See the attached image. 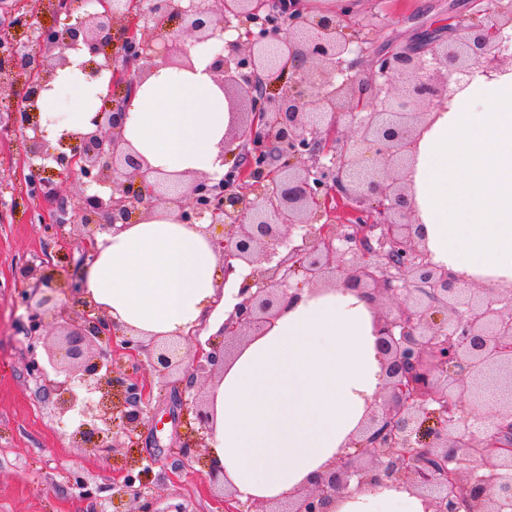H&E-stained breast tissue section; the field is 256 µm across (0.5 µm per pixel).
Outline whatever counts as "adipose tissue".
Returning a JSON list of instances; mask_svg holds the SVG:
<instances>
[{"instance_id":"ef3b65f1","label":"adipose tissue","mask_w":512,"mask_h":512,"mask_svg":"<svg viewBox=\"0 0 512 512\" xmlns=\"http://www.w3.org/2000/svg\"><path fill=\"white\" fill-rule=\"evenodd\" d=\"M187 68L161 67L129 101L124 137L165 173L223 174L232 122L211 71L190 50ZM35 103L50 145L86 130L110 79L92 74L88 48L68 53ZM414 231L429 260L496 290L512 288V67L476 78L429 112L412 146ZM112 321L140 337L186 334L217 300L222 266L210 234L157 208L98 237L81 274ZM371 305L344 288H305L261 335L224 364L210 391V453L244 502L282 498L350 446L381 386ZM403 488L350 489L337 512H425Z\"/></svg>"}]
</instances>
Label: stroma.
Masks as SVG:
<instances>
[{
    "label": "stroma",
    "mask_w": 512,
    "mask_h": 512,
    "mask_svg": "<svg viewBox=\"0 0 512 512\" xmlns=\"http://www.w3.org/2000/svg\"><path fill=\"white\" fill-rule=\"evenodd\" d=\"M474 0H359L361 19L371 20L374 46L411 42L418 22L447 11H467ZM17 91H0V512H132L130 498L112 494L115 469L128 454L153 463L144 489L156 512H224V496L199 470L181 468L179 425L170 416V378L145 369L152 386L146 425L121 437L117 451L88 449L74 431L78 419L58 415L27 370L24 295L33 283L24 266L41 267L54 284L80 277L87 260L78 226L59 220L54 197L25 189L30 173L22 135L7 131ZM93 491L86 500L85 491Z\"/></svg>",
    "instance_id": "35a3bbf8"
}]
</instances>
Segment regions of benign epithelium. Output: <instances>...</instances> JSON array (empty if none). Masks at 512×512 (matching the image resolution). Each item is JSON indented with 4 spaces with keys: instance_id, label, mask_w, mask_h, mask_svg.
<instances>
[{
    "instance_id": "obj_1",
    "label": "benign epithelium",
    "mask_w": 512,
    "mask_h": 512,
    "mask_svg": "<svg viewBox=\"0 0 512 512\" xmlns=\"http://www.w3.org/2000/svg\"><path fill=\"white\" fill-rule=\"evenodd\" d=\"M63 27L42 26L37 62L15 58L0 68L22 79V106L11 127L25 135L30 187L49 162L63 179H77L71 221L82 229L86 256L95 257L101 233H117L146 209L162 203L192 227L233 228L211 237L224 263L267 262L248 277L222 340L185 352L181 334L139 338L85 296L75 280L51 286L36 267L23 276L51 294L25 297L29 309V374L55 395L59 414L81 406L77 434L92 448H117L122 436L145 425L150 391L137 376L149 364L163 375L182 373L187 398H179L185 431L183 463H198L222 487L226 512L236 494L224 467L198 456L213 436L214 411L194 393L195 377L224 368L228 344L263 331L291 297L289 282L341 286L362 295L375 310L374 335L382 356L375 396L353 449L325 474L293 491L288 500L258 512H336V503L357 487L406 486L423 497L429 512H505L512 507V291L497 296L463 286L428 261L415 240L406 170L421 106L448 99L476 74L489 77L512 65V0H485L470 17L455 12L430 23L448 37L423 48L385 52L372 48L368 25L348 9L316 15L300 0H45ZM237 34L233 51L213 53L211 69L234 113L239 131H228L222 152L237 160L222 177L175 179L148 166L123 136L127 98L152 71L191 67L187 46H203ZM86 46L104 57L96 72L111 74L109 95L82 132L53 148L33 120L30 106L67 51ZM340 210L343 224H315L322 210ZM288 253L278 257V248ZM399 303L394 313L380 300ZM77 325L61 335L49 378L36 349L46 344L47 318ZM80 379L96 399H82ZM499 394L493 420L478 407L486 391ZM479 459L465 473L461 464ZM145 458L126 460L118 492L154 512L137 485Z\"/></svg>"
}]
</instances>
